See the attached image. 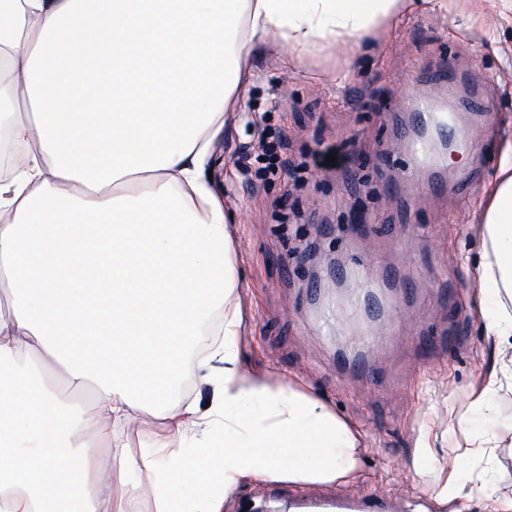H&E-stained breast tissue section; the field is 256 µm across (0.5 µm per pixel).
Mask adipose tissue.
Here are the masks:
<instances>
[{
  "label": "adipose tissue",
  "mask_w": 512,
  "mask_h": 512,
  "mask_svg": "<svg viewBox=\"0 0 512 512\" xmlns=\"http://www.w3.org/2000/svg\"><path fill=\"white\" fill-rule=\"evenodd\" d=\"M415 0H0V133L28 155L0 180V512H129L142 466L157 512H220L240 483L350 482L360 438L293 385L243 371L236 251L206 165L260 45L351 47ZM95 32L98 55L77 36ZM484 325L512 350V144L480 202ZM208 407L166 403L187 363ZM91 385L97 413L47 368ZM158 410L163 434L112 477L107 423ZM193 450L172 448L173 438ZM485 474L434 499L512 512Z\"/></svg>",
  "instance_id": "1"
}]
</instances>
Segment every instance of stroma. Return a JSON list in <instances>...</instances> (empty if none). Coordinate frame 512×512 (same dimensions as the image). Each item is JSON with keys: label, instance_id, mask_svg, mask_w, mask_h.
<instances>
[{"label": "stroma", "instance_id": "35a3bbf8", "mask_svg": "<svg viewBox=\"0 0 512 512\" xmlns=\"http://www.w3.org/2000/svg\"><path fill=\"white\" fill-rule=\"evenodd\" d=\"M286 46L257 49L238 111L228 113L210 160L231 217L243 312L240 357L253 374L300 384L362 435L357 479L345 486L244 482L223 512H288L299 499L388 495L395 512L424 503L437 461L453 458L463 431L488 434L512 421V388L485 408L474 390L498 369L479 311L476 205L512 141V0H448L417 7L342 52L317 50L283 68ZM452 75L435 78L441 65ZM349 70L335 84L331 76ZM448 102L461 140L442 194L426 197V175L398 154L414 101ZM281 140L287 175L255 178L261 136ZM336 145L335 168L312 153ZM367 201V222L348 216ZM358 291L373 288L383 309L367 329L336 308L339 331L321 314L331 286L328 261ZM374 344L359 350L360 340ZM470 468L494 474L512 498V449Z\"/></svg>", "mask_w": 512, "mask_h": 512}]
</instances>
